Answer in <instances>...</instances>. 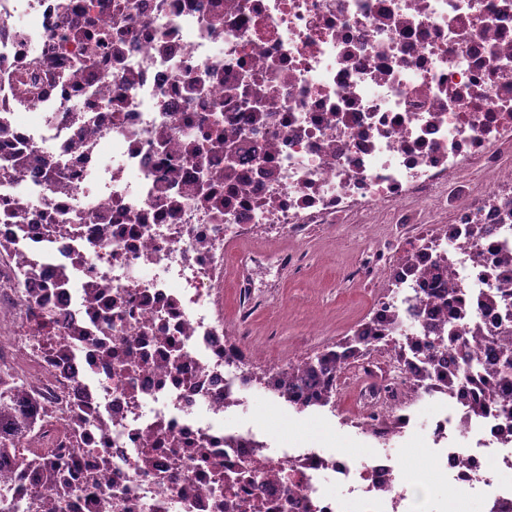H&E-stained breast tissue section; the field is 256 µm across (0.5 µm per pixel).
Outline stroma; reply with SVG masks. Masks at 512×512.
Returning <instances> with one entry per match:
<instances>
[{"label":"stroma","instance_id":"obj_1","mask_svg":"<svg viewBox=\"0 0 512 512\" xmlns=\"http://www.w3.org/2000/svg\"><path fill=\"white\" fill-rule=\"evenodd\" d=\"M365 244L359 225L317 227L307 239L284 241L285 248L303 253L302 271H288L273 263L254 271L255 288L265 295L266 305L255 315L253 330L255 335L272 339L259 353L260 363L315 358L349 337L367 317L378 285L349 282L343 277ZM250 398L259 402V410L242 412L240 423L259 417L267 434L283 446L350 448L360 453L369 445L368 437L352 425L359 410L347 392L337 393L334 406L305 410L260 403L256 392Z\"/></svg>","mask_w":512,"mask_h":512}]
</instances>
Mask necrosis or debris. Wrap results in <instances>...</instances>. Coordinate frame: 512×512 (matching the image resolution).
Returning a JSON list of instances; mask_svg holds the SVG:
<instances>
[{
	"label": "necrosis or debris",
	"mask_w": 512,
	"mask_h": 512,
	"mask_svg": "<svg viewBox=\"0 0 512 512\" xmlns=\"http://www.w3.org/2000/svg\"><path fill=\"white\" fill-rule=\"evenodd\" d=\"M4 157L0 385L35 409L0 492L34 512L512 506V424L473 413L471 381L512 341V0H0ZM337 224L377 247L347 278L388 283L376 355L332 377L377 445L279 450L237 421L289 369L249 361L252 271ZM421 419L416 482L388 445Z\"/></svg>",
	"instance_id": "obj_1"
}]
</instances>
